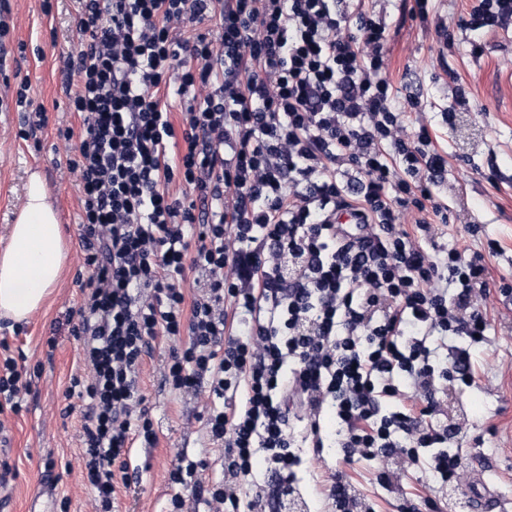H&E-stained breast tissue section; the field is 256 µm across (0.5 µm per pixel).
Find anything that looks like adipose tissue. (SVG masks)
I'll list each match as a JSON object with an SVG mask.
<instances>
[{
    "mask_svg": "<svg viewBox=\"0 0 512 512\" xmlns=\"http://www.w3.org/2000/svg\"><path fill=\"white\" fill-rule=\"evenodd\" d=\"M68 258L58 213L40 173H31L25 200L0 252V319L20 324L40 310Z\"/></svg>",
    "mask_w": 512,
    "mask_h": 512,
    "instance_id": "ef3b65f1",
    "label": "adipose tissue"
}]
</instances>
